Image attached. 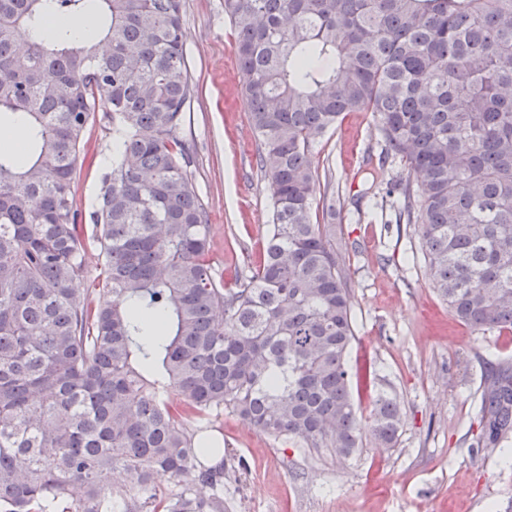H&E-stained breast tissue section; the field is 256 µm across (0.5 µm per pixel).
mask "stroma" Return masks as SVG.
I'll return each instance as SVG.
<instances>
[{"label":"stroma","instance_id":"35a3bbf8","mask_svg":"<svg viewBox=\"0 0 512 512\" xmlns=\"http://www.w3.org/2000/svg\"><path fill=\"white\" fill-rule=\"evenodd\" d=\"M183 42L195 95L181 137L193 148L192 183L210 224V253L225 281L259 255L272 189L258 164L242 80L224 78L216 61L236 67L224 0H183ZM376 118L346 113L314 153L336 203V247L353 280L355 339L351 392L361 409L385 391L404 423L395 448L366 443L346 464L257 431L241 417L214 421L232 467L224 512H512V437L477 448L486 361L512 364V330L475 331L460 322L432 285L419 238L396 223L389 190L404 178L396 160L380 161ZM74 184L89 214L112 164V125L96 113Z\"/></svg>","mask_w":512,"mask_h":512}]
</instances>
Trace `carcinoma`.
Here are the masks:
<instances>
[{"label": "carcinoma", "mask_w": 512, "mask_h": 512, "mask_svg": "<svg viewBox=\"0 0 512 512\" xmlns=\"http://www.w3.org/2000/svg\"><path fill=\"white\" fill-rule=\"evenodd\" d=\"M102 13L101 37L73 20ZM258 161L262 254L224 284L179 136L194 90L182 0H0V512H224L223 453L190 422L229 412L345 461L398 443L401 409L350 390L352 281L312 155L371 112L434 288L480 331L512 329V0H224ZM63 29L31 39L48 17ZM112 123L92 233L73 184L94 113ZM99 274L88 278V253ZM478 448L512 434L491 363ZM128 479L116 486L112 475ZM166 480L164 486L160 480Z\"/></svg>", "instance_id": "obj_1"}]
</instances>
